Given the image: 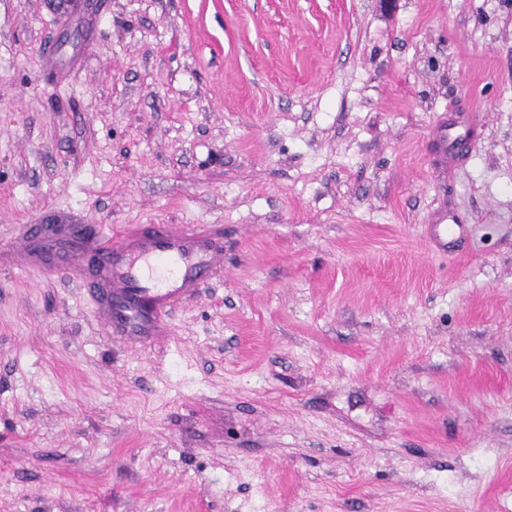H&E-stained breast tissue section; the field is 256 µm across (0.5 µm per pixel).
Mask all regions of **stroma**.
Returning <instances> with one entry per match:
<instances>
[{"mask_svg": "<svg viewBox=\"0 0 512 512\" xmlns=\"http://www.w3.org/2000/svg\"><path fill=\"white\" fill-rule=\"evenodd\" d=\"M48 220L224 273L126 344ZM0 512H512V0H0ZM435 224H428L427 230L434 240L436 241H447L448 235H460L461 226L456 224L454 221L448 222V214L437 213L434 217Z\"/></svg>", "mask_w": 512, "mask_h": 512, "instance_id": "35a3bbf8", "label": "stroma"}]
</instances>
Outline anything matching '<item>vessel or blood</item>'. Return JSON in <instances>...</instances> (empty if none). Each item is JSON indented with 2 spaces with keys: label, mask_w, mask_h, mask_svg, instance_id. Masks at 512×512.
<instances>
[{
  "label": "vessel or blood",
  "mask_w": 512,
  "mask_h": 512,
  "mask_svg": "<svg viewBox=\"0 0 512 512\" xmlns=\"http://www.w3.org/2000/svg\"><path fill=\"white\" fill-rule=\"evenodd\" d=\"M27 267L77 269L109 335L145 345L224 271V229L137 224L112 241L86 224H26L12 252Z\"/></svg>",
  "instance_id": "vessel-or-blood-1"
}]
</instances>
